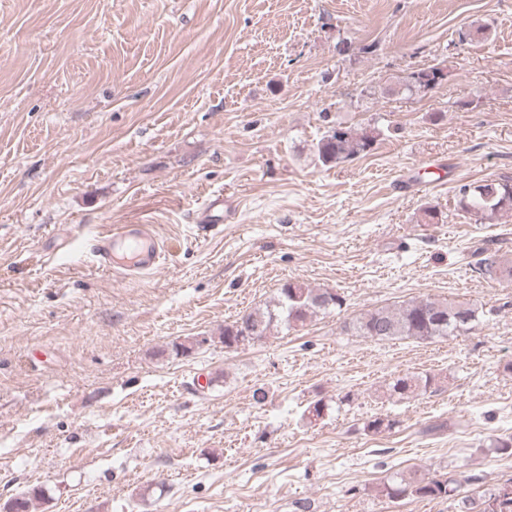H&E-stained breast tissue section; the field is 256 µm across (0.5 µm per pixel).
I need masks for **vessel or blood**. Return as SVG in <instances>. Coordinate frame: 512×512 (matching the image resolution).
<instances>
[{"mask_svg": "<svg viewBox=\"0 0 512 512\" xmlns=\"http://www.w3.org/2000/svg\"><path fill=\"white\" fill-rule=\"evenodd\" d=\"M224 210V195L212 193L197 213L198 230L217 227ZM170 251L167 241L157 237L149 224H119L96 235L91 249L94 262L106 270H131L148 273L164 262Z\"/></svg>", "mask_w": 512, "mask_h": 512, "instance_id": "b4317fda", "label": "vessel or blood"}]
</instances>
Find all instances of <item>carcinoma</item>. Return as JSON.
<instances>
[{"label":"carcinoma","mask_w":512,"mask_h":512,"mask_svg":"<svg viewBox=\"0 0 512 512\" xmlns=\"http://www.w3.org/2000/svg\"><path fill=\"white\" fill-rule=\"evenodd\" d=\"M447 74L437 66L417 69L395 77L385 89L390 96H424L439 85ZM383 135L377 126L355 129L338 122L319 139L315 147L318 160L325 166L339 165L368 154ZM460 211L482 223L492 217H512V179L485 180L461 184L456 192ZM478 273L494 280L512 282V260L496 251H483ZM343 305V297L330 288H310L298 281H286L276 297L263 307L253 309L239 320L224 326V348L237 349L250 343L247 332L263 338L279 326L289 329L303 326L314 317ZM484 312L476 304L464 300L421 298L399 306H381L343 321L342 330L353 336L377 340L415 339L431 341L458 336L470 331ZM436 377L411 373L399 376L388 384L390 395L401 399L421 390L432 388ZM501 487H496L475 499L461 495V483L445 475H430L414 470L396 476L384 484L381 493L392 501L415 497L421 499L461 496L464 512H512V505L499 501ZM41 490L33 489L10 504V512H30L33 500Z\"/></svg>","instance_id":"obj_1"}]
</instances>
